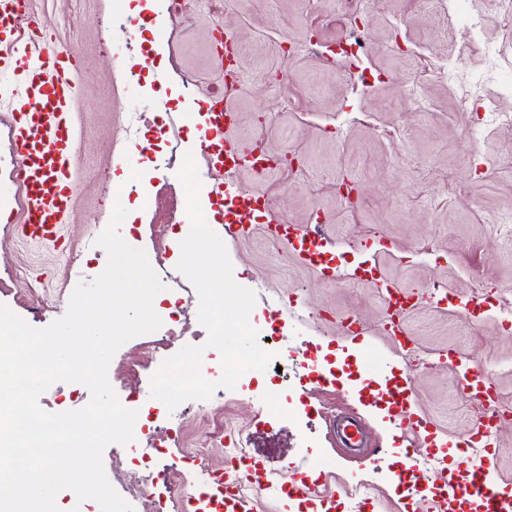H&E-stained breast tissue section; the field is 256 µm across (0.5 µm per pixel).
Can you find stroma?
Returning a JSON list of instances; mask_svg holds the SVG:
<instances>
[{
    "instance_id": "1",
    "label": "stroma",
    "mask_w": 512,
    "mask_h": 512,
    "mask_svg": "<svg viewBox=\"0 0 512 512\" xmlns=\"http://www.w3.org/2000/svg\"><path fill=\"white\" fill-rule=\"evenodd\" d=\"M141 5L144 43L131 41L126 18ZM44 36L82 51L85 80L75 172L80 191L61 228V245H39L19 231L21 206L9 175L19 163L7 133L13 117L0 112V303L35 328L64 315L75 286L98 276L106 251L95 241L107 226L114 197L127 216L119 234L143 249L154 271L180 279L176 265L191 223L186 196L155 130L182 127L181 151L195 154L200 203L215 232L224 211L210 186L224 182L264 198L265 216L225 245L235 281L252 289L249 315L274 359L265 376L245 373L234 389L175 409L151 395L154 370L146 359L156 335L182 333V345L205 346L213 380L221 356L207 347L198 300L177 289L158 294V334L124 343L108 379L120 403L144 417L150 434L177 433L185 447L204 444L213 407L250 444L252 469L336 495L335 512H427L437 493L427 460L470 459L469 428L476 414L460 394L455 362L477 360L495 380L503 408L512 411V239L494 221L512 215V168L484 170V159L512 158V126L483 128L484 113L463 92L481 81L485 98L512 111V66L485 73L481 44L512 51V20L487 19L474 29L485 0H458L456 13L428 0H372L347 15L345 0H30ZM230 31L241 48L247 80L230 104L239 124L228 138L261 136L277 160L273 171H218L199 153L195 116L223 94L224 78L211 53L216 31ZM360 35L362 48L341 50ZM365 75L368 90L352 78ZM147 114L153 130L125 137L131 113ZM355 187L352 200L338 192ZM274 224L321 225L336 247L327 273L288 249L274 250ZM411 296L405 325L425 355L418 364L386 330L385 287ZM357 322L347 335L345 319ZM385 357L382 375L359 364L361 346ZM320 362L329 383H302L304 368ZM406 386L420 427L400 434L388 393ZM90 392L58 382L39 398L49 413L77 410ZM280 400L286 411L268 413ZM352 415L366 444L343 446L336 420ZM176 449L154 450L149 467L130 448L106 447L103 465L115 492L134 512H172ZM417 466L407 488L393 472L406 457ZM330 460L331 468L318 467ZM153 484L143 485L144 472Z\"/></svg>"
}]
</instances>
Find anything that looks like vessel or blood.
<instances>
[{"label": "vessel or blood", "instance_id": "1", "mask_svg": "<svg viewBox=\"0 0 512 512\" xmlns=\"http://www.w3.org/2000/svg\"><path fill=\"white\" fill-rule=\"evenodd\" d=\"M26 0H0V97L9 98L15 122L11 127L14 146L23 159L18 183L22 192V231L30 239L58 242L59 226L69 212L78 185L73 178L78 134L73 122L78 89L73 75L79 69L77 53L54 40L41 37L40 19L26 16ZM26 16V27H19V16ZM233 111L223 98L213 99L203 112L199 142L213 167L225 160H246L257 175L270 169L260 143L239 151L224 137L234 125ZM237 214L225 226L228 237L239 236L253 223L257 208L252 199L240 196ZM273 245L293 244L300 257L331 265L333 254L326 247L321 227L297 228L279 224L272 228ZM459 382L472 403L480 408L470 431L483 437L494 435L499 422L496 405L499 395L491 378L477 361L465 364ZM493 460H478L448 469L445 492L433 499L429 512H464L475 506L477 512H512V494L501 492L493 477ZM291 497L311 506L314 512H332L336 496L317 492L314 487L289 481Z\"/></svg>", "mask_w": 512, "mask_h": 512}]
</instances>
